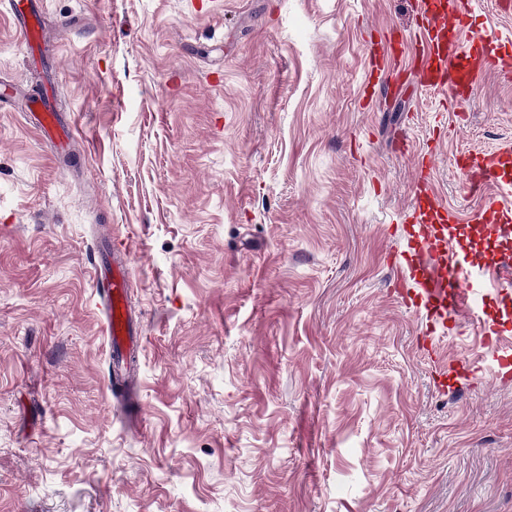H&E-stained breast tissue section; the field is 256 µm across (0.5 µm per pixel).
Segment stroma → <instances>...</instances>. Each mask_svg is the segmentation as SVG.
Segmentation results:
<instances>
[{
    "mask_svg": "<svg viewBox=\"0 0 512 512\" xmlns=\"http://www.w3.org/2000/svg\"><path fill=\"white\" fill-rule=\"evenodd\" d=\"M504 2L466 0L465 41L512 43ZM34 13L31 46L0 9V512H512L494 304L431 338L395 291L418 186L455 255L512 244L458 166L512 148L503 68L427 88L418 0ZM46 96L77 128L62 154L22 114ZM108 240L144 335L119 397Z\"/></svg>",
    "mask_w": 512,
    "mask_h": 512,
    "instance_id": "35a3bbf8",
    "label": "stroma"
}]
</instances>
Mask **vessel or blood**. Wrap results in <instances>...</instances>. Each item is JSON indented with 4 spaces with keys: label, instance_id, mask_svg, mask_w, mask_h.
Returning <instances> with one entry per match:
<instances>
[{
    "label": "vessel or blood",
    "instance_id": "b4317fda",
    "mask_svg": "<svg viewBox=\"0 0 512 512\" xmlns=\"http://www.w3.org/2000/svg\"><path fill=\"white\" fill-rule=\"evenodd\" d=\"M7 5L20 34L27 39L33 38L30 0H7ZM420 13L421 24L415 42L420 48V69L427 86L444 93L455 92L472 81L477 69L495 63V54L486 46L464 41L470 18L467 12L457 8L454 0H421ZM27 118L57 149H64L72 136L71 130L61 128L54 112H31ZM472 167L491 184L512 182L510 155L483 153L473 158ZM414 211L419 229L408 239L403 268L408 272L416 305L426 311L427 331L433 334L443 327L449 310L457 308L469 296L477 295L475 275L495 264L497 258L492 254L472 253L460 260L449 255L444 232L427 222L428 217L434 215L441 221H448L447 209L436 206L426 197L415 204ZM473 220L483 225L489 235L499 236L506 227L512 226V209L489 196L474 213ZM94 281L104 301L111 351L114 357H122L140 345L127 307V293L132 282L128 253L112 247L99 254Z\"/></svg>",
    "mask_w": 512,
    "mask_h": 512
}]
</instances>
